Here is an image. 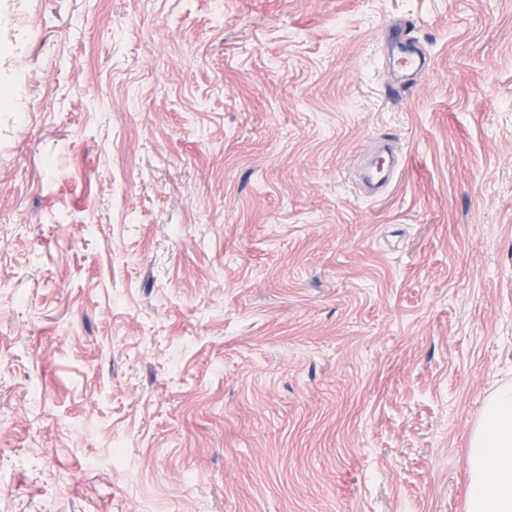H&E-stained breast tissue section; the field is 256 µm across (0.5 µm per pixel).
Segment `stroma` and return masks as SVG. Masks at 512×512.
Listing matches in <instances>:
<instances>
[{
    "label": "stroma",
    "mask_w": 512,
    "mask_h": 512,
    "mask_svg": "<svg viewBox=\"0 0 512 512\" xmlns=\"http://www.w3.org/2000/svg\"><path fill=\"white\" fill-rule=\"evenodd\" d=\"M505 384L512 0H0V512H467ZM382 61L394 77L396 91L412 87L416 78L431 66V57L414 34L413 24L399 19L389 24L384 32ZM401 159L392 156V161L387 168H378V171L366 179V190L364 195L368 198H375L385 190L392 182L394 175L400 167Z\"/></svg>",
    "instance_id": "stroma-1"
}]
</instances>
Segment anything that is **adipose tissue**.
<instances>
[{
	"mask_svg": "<svg viewBox=\"0 0 512 512\" xmlns=\"http://www.w3.org/2000/svg\"><path fill=\"white\" fill-rule=\"evenodd\" d=\"M468 512H512V386L487 400L467 460Z\"/></svg>",
	"mask_w": 512,
	"mask_h": 512,
	"instance_id": "ef3b65f1",
	"label": "adipose tissue"
}]
</instances>
